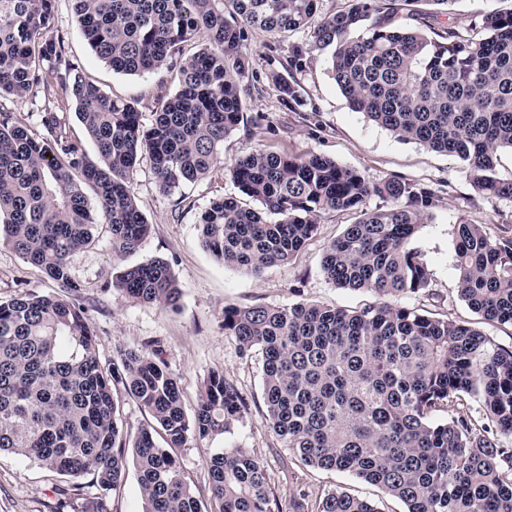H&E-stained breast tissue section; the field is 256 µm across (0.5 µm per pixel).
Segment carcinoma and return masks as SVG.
<instances>
[{"label":"carcinoma","mask_w":512,"mask_h":512,"mask_svg":"<svg viewBox=\"0 0 512 512\" xmlns=\"http://www.w3.org/2000/svg\"><path fill=\"white\" fill-rule=\"evenodd\" d=\"M90 50L116 73H179L177 90L146 124L137 103L88 80L53 33L55 0H0V96L40 99L34 131L0 109V237L49 278L76 292L72 264L111 232L112 257L134 252L150 230L132 184L148 160L172 195L211 171L243 119L241 85L252 29L309 32L274 84L300 101L296 74L312 49L334 47L330 73L351 109L398 139L459 159L474 189L512 200L495 174L512 150V12L490 13L483 35L452 23L434 29L418 0H352L321 16L319 0H71ZM201 48L185 56L181 45ZM76 114L93 141L88 157L61 116ZM229 176L259 203L233 195L200 217L202 244L225 267L258 275L290 262L326 211L360 219L324 251L339 288L378 300L354 310L323 304L224 307V332L262 356L264 421L306 464L347 472L402 501L406 512H512V348L477 328L425 315L398 300L430 291L431 273L410 246L436 206L434 190L399 179L373 181L318 153L256 149ZM95 195L90 206L87 191ZM378 197L388 205L375 210ZM457 294L486 320L512 325V236L460 221ZM122 296L176 309L182 295L168 262L127 267L112 283ZM151 423L128 434L118 389ZM481 402L480 417L470 400ZM247 402L224 372L203 382L187 415L177 375L156 351L130 349L105 366L97 335L74 300L21 293L0 302V451L59 475H93L83 512H111L128 465L145 512H282L261 462L243 448L208 460L210 505L185 480L176 451L211 440L243 418ZM442 413L443 419L436 415ZM317 512H379L340 490Z\"/></svg>","instance_id":"cac0c4a2"}]
</instances>
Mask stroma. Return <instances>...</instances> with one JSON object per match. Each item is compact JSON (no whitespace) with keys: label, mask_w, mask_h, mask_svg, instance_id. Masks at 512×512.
<instances>
[{"label":"stroma","mask_w":512,"mask_h":512,"mask_svg":"<svg viewBox=\"0 0 512 512\" xmlns=\"http://www.w3.org/2000/svg\"><path fill=\"white\" fill-rule=\"evenodd\" d=\"M420 9L437 26L451 22L480 25L490 12L512 11V0H450L448 6L421 0ZM55 31L86 75L109 95L138 101L143 114L154 112L160 93H173L178 77L170 72L124 75L101 62L85 43L70 0L55 2ZM308 33L270 35L250 32L246 49L252 70L243 82L244 119L224 141L213 172L205 179L184 183L174 195L162 193L149 162H142L132 182L151 231L138 249L116 261L110 234L99 225L94 246L73 262L72 276L80 285L75 300L84 309L98 336L102 364H111L119 351L146 347L155 350L179 378L186 412H193L201 384L210 370H222L248 403L244 418L230 433L209 443L196 440L177 452L186 481L200 493L209 490L208 449L237 446L263 463L268 482L281 507L306 493L315 508L330 490L340 488L372 500L380 512H404V505L380 489L343 472L323 471L304 464L263 423L261 356L242 354L234 337L224 333L228 306L293 303L325 304L356 309L372 303L364 290L328 283L321 268L326 247L354 223L352 211L322 214L316 236L290 263L254 276L224 267L201 243L200 216L214 199L233 194L226 174L238 156L263 148L301 156L315 152L338 164L355 168L372 180L397 178L433 189L439 197L430 219L414 235L411 245L432 274L430 294L404 298L406 306L424 314L472 323L496 343L512 347V326L489 322L473 313L456 292V227L460 221L480 224L490 233L512 225V201L479 194L463 164L455 157L416 143L398 140L391 132L352 111L331 78L330 50H315L297 76L301 103L289 102L275 86L266 62L269 47L287 58L292 45L305 43ZM160 258L169 263L180 283L177 309H161L127 299L112 286L125 267ZM22 292L67 297L68 292L0 240V301ZM79 489L82 497L95 492L91 476L68 478L27 459L0 451V512H72L61 507L60 489Z\"/></svg>","instance_id":"35a3bbf8"}]
</instances>
